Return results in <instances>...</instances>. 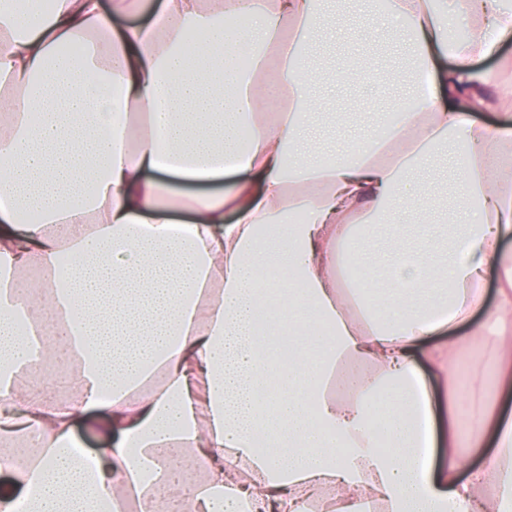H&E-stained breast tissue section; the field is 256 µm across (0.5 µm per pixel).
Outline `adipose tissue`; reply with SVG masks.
<instances>
[{
	"label": "adipose tissue",
	"instance_id": "adipose-tissue-1",
	"mask_svg": "<svg viewBox=\"0 0 512 512\" xmlns=\"http://www.w3.org/2000/svg\"><path fill=\"white\" fill-rule=\"evenodd\" d=\"M140 9L55 0L22 14L0 0V512H123L133 499L309 512L331 493L337 512H512V419L487 399L462 417L460 363L428 343L469 325L453 346L494 343L471 370L512 393V124L469 117L512 101V81L479 67L512 40V0H390L385 19L430 87L329 158L302 138L299 50L317 0H162L154 22L113 24ZM236 40L266 48L250 76L225 67ZM66 43L79 51L55 67ZM449 139L464 147L460 231L365 254L426 205L419 172ZM274 323L305 343L329 328L321 361L281 359ZM59 353L67 363L41 371ZM374 404L382 437L365 421ZM101 407L109 445L89 461L73 423ZM463 425L494 443L480 465L458 446ZM186 456L191 483L176 479Z\"/></svg>",
	"mask_w": 512,
	"mask_h": 512
}]
</instances>
